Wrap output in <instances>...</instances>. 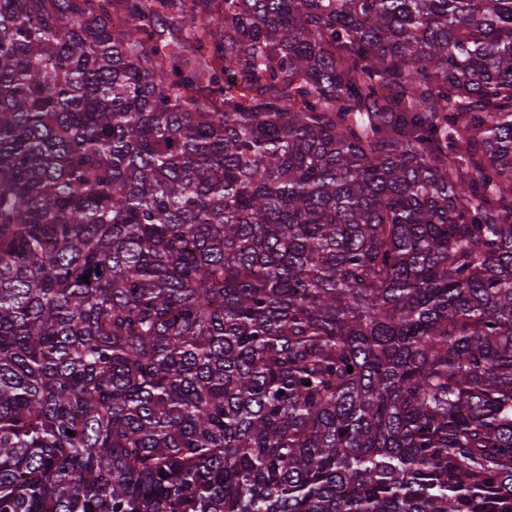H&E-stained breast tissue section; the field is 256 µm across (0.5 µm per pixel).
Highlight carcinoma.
<instances>
[{"label": "carcinoma", "instance_id": "carcinoma-1", "mask_svg": "<svg viewBox=\"0 0 512 512\" xmlns=\"http://www.w3.org/2000/svg\"><path fill=\"white\" fill-rule=\"evenodd\" d=\"M0 512H512V0H0Z\"/></svg>", "mask_w": 512, "mask_h": 512}]
</instances>
